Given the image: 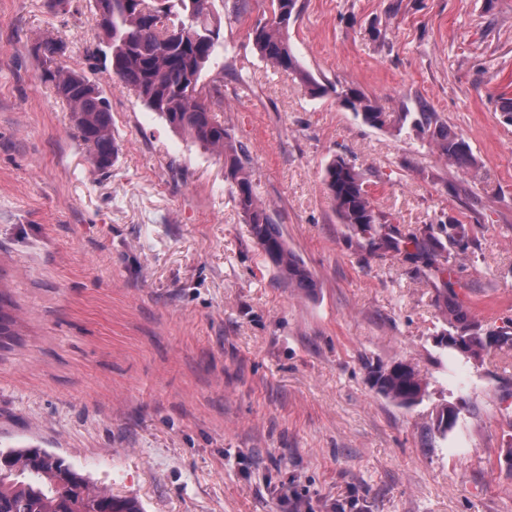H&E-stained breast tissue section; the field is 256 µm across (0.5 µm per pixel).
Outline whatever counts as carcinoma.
I'll return each mask as SVG.
<instances>
[{
	"mask_svg": "<svg viewBox=\"0 0 512 512\" xmlns=\"http://www.w3.org/2000/svg\"><path fill=\"white\" fill-rule=\"evenodd\" d=\"M298 0H259L261 15L253 27V44L261 59L295 74L314 98L331 93L348 110L373 128L401 132L406 122L418 136L459 168H469L474 157L469 144L427 109L385 112L364 92L316 81L303 70L294 54L289 29L297 21ZM101 30L106 67L123 86L133 89L142 104L157 113L174 132L224 159V182L255 244L289 286L316 291L310 271L288 248L270 209L261 200L248 151L216 120L213 106L224 103L222 86H205L206 74L224 48L221 19L212 0H93ZM38 51L66 103L91 161L100 171L112 167L119 153L107 99L84 74L57 65L66 52L62 42L46 40ZM324 183L340 223L351 229L368 254H387L413 264L417 271L440 282L438 296L446 300L448 327L437 332L446 346L468 357L512 342V320L495 330H484L470 310L456 300L450 265L451 252L464 251L471 241L470 225L458 220L425 229L404 231L374 205L362 172L347 158L336 155L325 166ZM371 387L403 407L422 402L425 385L410 365L398 362L371 371ZM459 405L439 413L438 429L445 432L458 417ZM0 512H143L133 498L90 490L85 477L66 461L47 451L0 449Z\"/></svg>",
	"mask_w": 512,
	"mask_h": 512,
	"instance_id": "1",
	"label": "carcinoma"
}]
</instances>
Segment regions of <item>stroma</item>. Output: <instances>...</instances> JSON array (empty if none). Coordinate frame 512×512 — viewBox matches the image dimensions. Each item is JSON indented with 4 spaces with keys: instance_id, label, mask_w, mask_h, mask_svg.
I'll return each mask as SVG.
<instances>
[{
    "instance_id": "stroma-1",
    "label": "stroma",
    "mask_w": 512,
    "mask_h": 512,
    "mask_svg": "<svg viewBox=\"0 0 512 512\" xmlns=\"http://www.w3.org/2000/svg\"><path fill=\"white\" fill-rule=\"evenodd\" d=\"M224 25V109L289 248L317 282L288 287L254 243L217 156L175 134L96 49L91 0H0V448L61 456L144 512H512V345L469 359L438 346L444 315L412 265L369 255L340 224L323 170L355 163L401 229L475 225L457 298L484 328L512 319V0H298L289 31L318 81L386 112L427 108L463 137L462 170L411 129L364 124L262 61L247 13ZM110 104L120 150L98 171L37 46ZM403 362L423 401L371 389ZM462 403L447 434L440 410Z\"/></svg>"
}]
</instances>
